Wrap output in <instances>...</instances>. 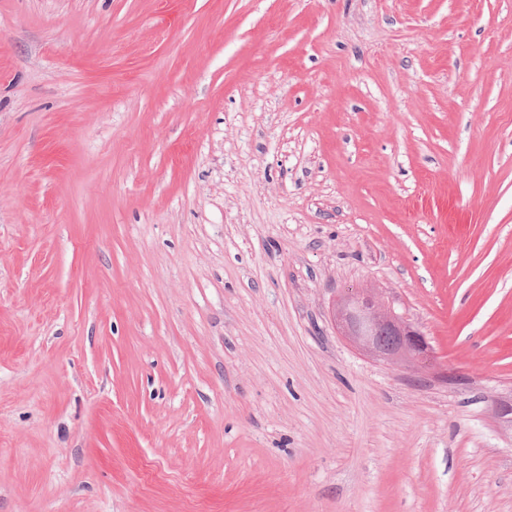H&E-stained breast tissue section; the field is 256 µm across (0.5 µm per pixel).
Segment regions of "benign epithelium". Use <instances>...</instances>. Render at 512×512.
I'll return each mask as SVG.
<instances>
[{
    "mask_svg": "<svg viewBox=\"0 0 512 512\" xmlns=\"http://www.w3.org/2000/svg\"><path fill=\"white\" fill-rule=\"evenodd\" d=\"M335 317L346 336L380 360L388 363L403 360L425 366L432 359V348L425 334L393 312L379 311V301L371 293L347 294ZM493 408L498 420L511 427L512 399H496Z\"/></svg>",
    "mask_w": 512,
    "mask_h": 512,
    "instance_id": "obj_1",
    "label": "benign epithelium"
}]
</instances>
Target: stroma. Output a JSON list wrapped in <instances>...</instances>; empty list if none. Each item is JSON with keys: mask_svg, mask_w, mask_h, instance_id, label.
I'll use <instances>...</instances> for the list:
<instances>
[{"mask_svg": "<svg viewBox=\"0 0 512 512\" xmlns=\"http://www.w3.org/2000/svg\"><path fill=\"white\" fill-rule=\"evenodd\" d=\"M509 397L512 0H0V512H512ZM379 304L371 293L351 291L335 313L338 325L354 343L380 360L427 365L432 348L425 334L390 310L379 312Z\"/></svg>", "mask_w": 512, "mask_h": 512, "instance_id": "1", "label": "stroma"}]
</instances>
